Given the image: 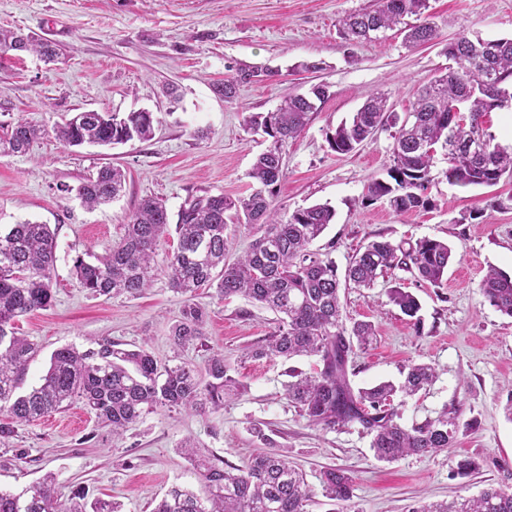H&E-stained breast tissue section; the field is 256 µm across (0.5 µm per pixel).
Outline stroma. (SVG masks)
Returning a JSON list of instances; mask_svg holds the SVG:
<instances>
[{
  "label": "stroma",
  "mask_w": 512,
  "mask_h": 512,
  "mask_svg": "<svg viewBox=\"0 0 512 512\" xmlns=\"http://www.w3.org/2000/svg\"><path fill=\"white\" fill-rule=\"evenodd\" d=\"M437 39L411 46L389 30L378 40L348 49L338 22L377 8L378 0H0V29L22 30L55 43L63 53L47 63L21 53L0 59V125L24 120L46 134L24 154L0 156V227L25 220L50 225L56 234L53 302L21 317L19 332L37 343L26 386L40 383L51 353L81 350L112 339L133 349L147 346L159 364L203 366L224 356L244 392L223 409L206 413L160 408L121 437L98 425L81 402L17 428L11 447H0V488L21 491L53 474L61 497L72 486L121 503L123 512H151L174 485L197 488L191 466L179 452L191 438L212 451L225 469L239 468L261 451L280 450L301 469L315 495L309 512H327L320 476L335 467L354 473V512H405L414 502L472 496L488 486L512 491V421L504 414L512 389V318L484 302L479 285L489 268L512 274V181L493 187L449 184L447 149H437L429 194L435 206L400 214L386 203H367L368 184L386 178L392 165V129L379 131L353 152L340 155L326 136L351 119L368 97L407 112L419 89L450 61L444 52L460 35L512 38V0H429ZM302 61L318 69H299ZM279 71L273 81L240 85L234 99L215 91L238 68ZM327 84L332 95L318 104L300 138L283 151L284 175L274 205L280 213L317 203L336 212L311 246L320 258L345 270L355 250L374 239L413 242L434 238L451 245L455 259L444 287L417 282L407 272L378 277L373 287L341 292L348 321H368L372 345L349 364L353 387L398 382L404 369L427 363L433 384L400 405L405 426L457 410L452 448L432 456L377 461L361 426L324 429L289 403V370L310 372L314 359H254L247 348L264 344L278 326L275 313L236 296L198 290L196 302L209 317L202 345L175 349L170 328L185 303L166 276L137 296L94 297L81 288L77 257L102 256L118 242L142 199H162L170 218L189 200L224 194L248 196L249 171L269 144L250 130L253 113L275 111L288 96ZM176 87L178 99L163 93ZM154 115V135L145 141L103 147H68L52 129L85 110ZM126 173L123 193L95 209L73 189L104 165ZM482 209L481 223L464 215ZM400 287L419 301L421 325L391 303ZM262 434H255L254 426ZM95 433L91 446L80 439ZM27 462L15 460L16 450ZM482 459L479 474L454 477L457 459Z\"/></svg>",
  "instance_id": "obj_1"
}]
</instances>
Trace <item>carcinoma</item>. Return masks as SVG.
Wrapping results in <instances>:
<instances>
[{
    "instance_id": "obj_1",
    "label": "carcinoma",
    "mask_w": 512,
    "mask_h": 512,
    "mask_svg": "<svg viewBox=\"0 0 512 512\" xmlns=\"http://www.w3.org/2000/svg\"><path fill=\"white\" fill-rule=\"evenodd\" d=\"M429 0H379L369 13L351 14L338 23L343 39L353 46L377 39V32L392 30L414 16L416 23L401 29L404 39L425 44L436 36L426 15ZM492 52L466 35L446 46L448 57L458 68L424 85L405 119L387 108L380 96L370 97L350 121L327 134L329 147L348 154L371 139L382 128L398 127L392 148L393 165L389 180L376 179L367 187L366 200L388 202L397 213L425 211L434 207L426 194L432 181L434 155L428 147L451 144L448 149V181L462 187H492L507 177L512 180V151L494 142L485 132L487 113L501 108L496 95L512 98V38L491 39ZM33 51L47 60L58 56L57 48L21 32L0 30V57ZM262 72L241 68L237 75L216 86L226 99L236 96L237 86L251 83ZM329 86L318 84L307 95L290 97L273 112L256 113L246 120L272 138L249 173L256 184L243 199L222 194L188 201L178 214L177 246L167 256L170 287L188 296L170 336L179 349L203 341L207 309L193 301L198 289L215 287L222 297L242 295L279 316L276 331L266 343L248 351L253 358L313 357L317 367L311 373H294L288 383V401L310 423L324 429L359 424L372 435L376 460L392 463L410 455L427 456L453 447L458 416L442 411L434 419L409 428L396 421V394L411 398L431 385L436 371L429 364L409 367L403 382H382L354 390L348 365L355 351L373 341L374 327L343 321L341 282L356 288L371 287L378 276L395 269L413 273L435 288L443 287L448 265L454 259L447 242L422 238L404 247L389 240H372L361 247L339 278L336 264L323 260L309 247L335 218L334 209L317 204L300 209L286 218L273 206L276 186L283 177V151L305 130L315 101H324ZM462 100L468 122L452 120L449 104ZM55 138L65 146L84 143L125 144L148 140L153 133V113L78 112L53 127ZM43 130L24 121L0 129V155L23 154ZM483 138L478 151L465 150L472 138ZM125 174L114 166L101 167L76 188V195L88 207L107 204L124 190ZM235 211L237 222L257 225L261 235L248 250L232 262L225 260L228 240L224 235L228 216ZM169 224L161 199L142 200L125 225L124 236L110 252L88 262L75 259L74 270L82 288L94 296H135L151 287L159 275L157 246ZM56 263V238L49 225L25 221L0 232V444L7 445L16 427L61 411L74 401L95 414L98 424L121 436L147 413L157 408L196 412L224 408V401L244 390L245 385L230 374L224 355L213 354L200 372L191 363L158 366L144 346L135 350L104 339L98 348L80 351L73 346L55 350L41 383L21 391L37 346L15 330L16 321L53 300L52 279ZM480 293L496 311L512 318V276L491 268L480 283ZM391 302L403 314L415 319L418 300L398 287L391 290ZM182 454L193 466L200 491L174 485L157 502L153 512H307L314 490L305 474L291 465L287 456L259 452L241 468L232 471L219 465L221 459L198 449L191 439L180 444ZM482 460L466 457L456 462L454 473L469 477L480 472ZM323 496L332 512H352L354 478L329 468L321 480ZM88 490L76 486L61 501L55 478L49 474L20 493L0 490V512H121L120 504L102 499L87 500ZM407 512H512V492L490 486L476 497H459L450 502H430Z\"/></svg>"
}]
</instances>
